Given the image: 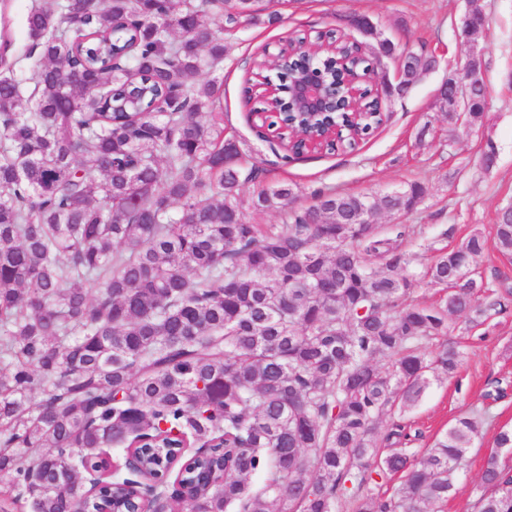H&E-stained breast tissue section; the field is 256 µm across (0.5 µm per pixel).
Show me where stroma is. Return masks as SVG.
I'll return each instance as SVG.
<instances>
[{
  "label": "stroma",
  "instance_id": "1",
  "mask_svg": "<svg viewBox=\"0 0 512 512\" xmlns=\"http://www.w3.org/2000/svg\"><path fill=\"white\" fill-rule=\"evenodd\" d=\"M33 3L9 0L7 4L15 69L24 75L27 93L33 83L28 79L31 61L25 56L29 45L25 18ZM480 6L488 25L471 40L462 32L466 0H283L276 24L241 25L231 41L219 73L226 137L246 144L267 180L295 184L300 207L309 206L319 189L380 196L415 180L425 182L428 197L404 219L421 230L405 243L417 254L419 264L429 262L430 249L453 248L473 230L493 238L499 213L512 205V0H481ZM349 13L368 16L395 43L425 41L439 66L405 95L384 99L387 121L355 151L285 158L278 142L264 140L253 126L243 95L245 61L255 54L275 53L288 38L335 27L337 16ZM476 49L483 55L491 90L485 118L482 124L452 132L446 116L432 107L436 90ZM426 124L431 125V133L418 138ZM489 142L496 147L497 162L485 172L479 158ZM448 342L465 358L453 377L425 393L407 425L416 436L413 447L420 451L460 415L487 407L489 421L470 448L468 469L444 507V512H473L494 430L512 424V394L489 407L483 400L496 380L512 381V315L494 316L471 331L454 332Z\"/></svg>",
  "mask_w": 512,
  "mask_h": 512
}]
</instances>
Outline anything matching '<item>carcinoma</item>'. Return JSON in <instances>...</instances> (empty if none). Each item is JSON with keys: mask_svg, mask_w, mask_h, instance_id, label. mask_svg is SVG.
Masks as SVG:
<instances>
[{"mask_svg": "<svg viewBox=\"0 0 512 512\" xmlns=\"http://www.w3.org/2000/svg\"><path fill=\"white\" fill-rule=\"evenodd\" d=\"M224 33L261 17V0H42L26 17L33 107L21 110L14 64L0 71V472L33 512H93L76 456L177 432L189 446H224V479L177 500V512H439L486 411L474 410L420 454L399 421L462 354L435 343L512 305L476 275L488 241L472 232L437 250L423 278L448 290L415 298L406 216L428 188L380 196L267 182L224 139ZM283 79L317 63L363 80L353 149L382 123L361 46L343 35L288 40ZM398 90L436 67L402 48ZM482 123L489 86L481 58L464 64ZM248 82L268 84L267 62ZM72 75L82 82L73 84ZM252 184L250 200L241 187ZM276 210L280 224L246 211ZM493 247L512 259V210ZM96 288L89 296L87 286ZM466 317L465 325L452 319ZM386 360L381 370L377 358ZM37 449L35 454L29 450ZM312 478H307V475ZM398 475L390 497L384 482ZM261 478L259 486L252 478ZM475 512H512V469L489 454Z\"/></svg>", "mask_w": 512, "mask_h": 512, "instance_id": "1", "label": "carcinoma"}]
</instances>
